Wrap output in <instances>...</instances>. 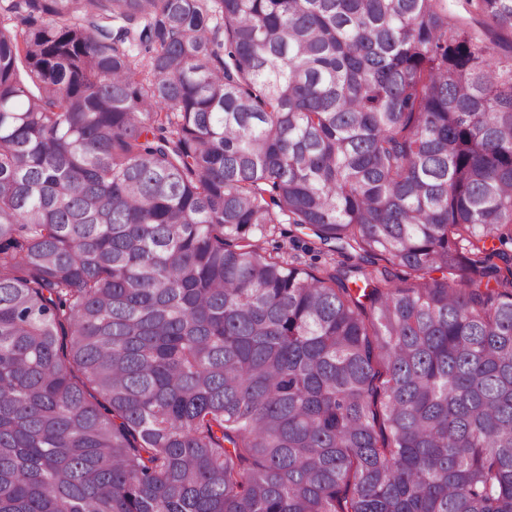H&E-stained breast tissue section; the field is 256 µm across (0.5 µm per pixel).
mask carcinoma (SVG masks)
<instances>
[{"label": "carcinoma", "mask_w": 512, "mask_h": 512, "mask_svg": "<svg viewBox=\"0 0 512 512\" xmlns=\"http://www.w3.org/2000/svg\"><path fill=\"white\" fill-rule=\"evenodd\" d=\"M0 11V512H512V57L448 0ZM462 1L451 3V9L448 12V26L465 28L469 31L482 33L485 26V18L477 14H469L464 10Z\"/></svg>", "instance_id": "obj_1"}]
</instances>
